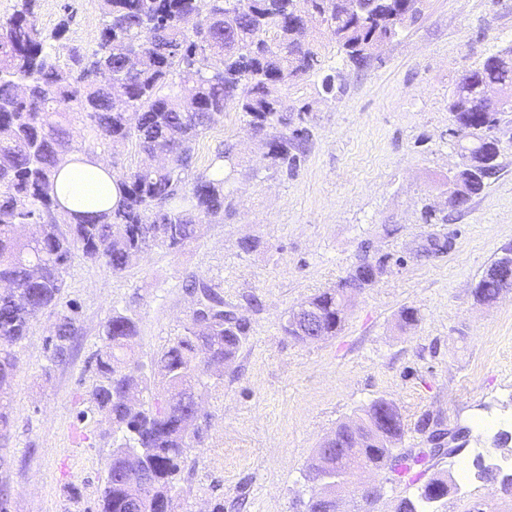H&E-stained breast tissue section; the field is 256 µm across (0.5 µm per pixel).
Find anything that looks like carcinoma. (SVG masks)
I'll return each instance as SVG.
<instances>
[{"label": "carcinoma", "instance_id": "carcinoma-1", "mask_svg": "<svg viewBox=\"0 0 512 512\" xmlns=\"http://www.w3.org/2000/svg\"><path fill=\"white\" fill-rule=\"evenodd\" d=\"M35 0H18L0 21V444L10 438L11 405L4 394L18 369L15 345L30 334L44 310H56L45 374L66 362L82 335L77 308L62 303L66 275L77 256L114 274L137 266L148 249H181L201 237L202 227L224 219L225 184L235 171L232 143H224L203 172L194 171L195 144L233 106L260 138L274 167L294 170L308 152L310 130L288 129V112H310L306 102L288 105L284 91L305 76L321 77L327 95L343 91L341 71L324 73L321 47L303 31L310 12L329 29L338 50L356 66L371 61L374 48L390 42L421 13L424 0H374L366 12H346L338 0H99V38L91 50L73 47L60 64L52 41L34 12ZM496 88L508 103L500 112L484 105ZM453 134L466 140L470 164L457 176L461 206L479 194L497 168L498 151L485 138L512 112V48L489 55L463 75L448 106ZM80 122L112 146L131 143L148 161L116 177L117 196L108 209L73 214L59 199L61 170L94 162L73 144ZM166 165H154L158 153ZM24 225L37 227L27 239ZM512 250L497 258L474 288L481 303L497 299ZM362 258L336 287L302 302L322 318L323 337L337 335L344 319L337 305L369 287L371 267ZM185 288L196 297L184 333L151 359L150 372L133 358L138 321L112 310L102 323L96 376L87 391L89 411L112 428L119 448H145L147 464L133 467L112 452L99 496V512H164L179 506L175 476L200 442L194 400L205 387L207 365L233 361L248 323L226 307L224 296L194 277ZM160 383L164 393H152ZM404 426L397 407L383 399L336 425L308 473L336 468H379L394 455ZM448 494V477L431 478L414 500L396 512H425ZM307 512H336V493L314 485Z\"/></svg>", "mask_w": 512, "mask_h": 512}]
</instances>
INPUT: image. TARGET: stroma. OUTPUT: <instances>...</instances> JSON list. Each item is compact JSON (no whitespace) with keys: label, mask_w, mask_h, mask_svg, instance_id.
<instances>
[{"label":"stroma","mask_w":512,"mask_h":512,"mask_svg":"<svg viewBox=\"0 0 512 512\" xmlns=\"http://www.w3.org/2000/svg\"><path fill=\"white\" fill-rule=\"evenodd\" d=\"M35 15L45 32L64 28L60 55L97 42L98 0H36ZM324 45V68L343 70L344 88L322 97L316 76L289 87V102L313 105L310 149L296 170L268 169L257 138L227 111L196 145L201 169L224 142L237 148L223 222L179 250L153 249L122 274L73 261L64 298L84 333L69 360L44 369L55 321L48 311L16 347L11 438L0 447L8 512H96L112 436L98 416L80 413L100 325L115 308L133 315L135 357L149 364L183 334L194 307L185 283L194 276L217 285L250 331L202 390L209 419L175 482L179 512H211L218 501L224 512H305L315 448L380 398L402 415L400 452L425 460L405 476L387 468L354 475L341 512H395L437 474L459 482L461 460L472 481L459 482L435 512H512V494L498 483L512 473V444L499 450L493 432L473 431L499 419L512 433V288L490 304L474 297L484 270L512 249V112L496 131L498 171L484 191L461 208L447 193L461 163L449 98L466 71L512 47V0H425L417 22L364 69L346 64L334 41ZM74 138L114 173L140 161L135 146L113 153L82 124ZM432 237L447 240V251L422 255ZM247 239L256 248L244 250ZM362 258L384 271L355 295L342 331L307 343L285 335L289 309L335 287ZM406 307L419 320L403 328ZM366 484L380 496L362 507L352 491Z\"/></svg>","instance_id":"obj_1"}]
</instances>
